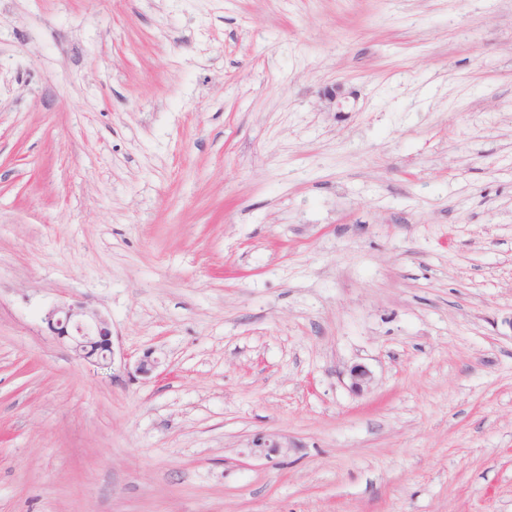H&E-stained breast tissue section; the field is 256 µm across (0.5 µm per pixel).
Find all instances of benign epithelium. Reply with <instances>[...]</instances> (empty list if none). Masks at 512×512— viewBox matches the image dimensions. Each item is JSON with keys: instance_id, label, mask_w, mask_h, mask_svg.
I'll use <instances>...</instances> for the list:
<instances>
[{"instance_id": "7a95c632", "label": "benign epithelium", "mask_w": 512, "mask_h": 512, "mask_svg": "<svg viewBox=\"0 0 512 512\" xmlns=\"http://www.w3.org/2000/svg\"><path fill=\"white\" fill-rule=\"evenodd\" d=\"M45 321L49 331L70 342L77 355L99 369H109L114 362L112 324L101 312L82 303L62 304L52 308ZM350 388L361 393L372 383L371 372L362 365L349 370ZM288 447V441L276 433H260L248 445L251 457L269 458Z\"/></svg>"}]
</instances>
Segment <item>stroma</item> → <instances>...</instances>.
<instances>
[{
    "instance_id": "stroma-1",
    "label": "stroma",
    "mask_w": 512,
    "mask_h": 512,
    "mask_svg": "<svg viewBox=\"0 0 512 512\" xmlns=\"http://www.w3.org/2000/svg\"><path fill=\"white\" fill-rule=\"evenodd\" d=\"M0 512H512V0H0ZM45 321L49 331L67 339L79 357L99 369L112 367V324L104 314L82 303L62 304L52 308ZM248 455L251 457L269 458L282 452L283 448H290L288 441L276 433H260L249 442Z\"/></svg>"
}]
</instances>
